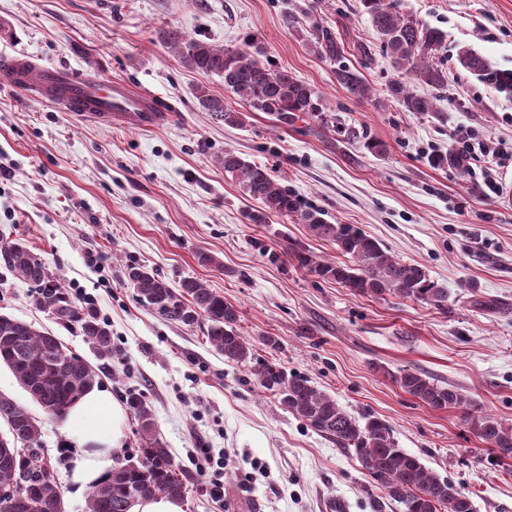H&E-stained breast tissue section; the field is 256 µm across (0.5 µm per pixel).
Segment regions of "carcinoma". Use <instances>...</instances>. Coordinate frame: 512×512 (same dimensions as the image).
Returning a JSON list of instances; mask_svg holds the SVG:
<instances>
[{"instance_id":"cac0c4a2","label":"carcinoma","mask_w":512,"mask_h":512,"mask_svg":"<svg viewBox=\"0 0 512 512\" xmlns=\"http://www.w3.org/2000/svg\"><path fill=\"white\" fill-rule=\"evenodd\" d=\"M361 2L396 72L388 85V96L408 112H432L444 121L443 114L434 110L428 91L448 87V72L433 61L447 34L412 19L399 9L396 0ZM312 37L315 51L336 64L337 82L358 98L368 97L369 87L358 70L344 63V48L331 33L316 22L312 24ZM167 40L185 67L223 78L226 90L252 109L271 116L276 124L288 126L310 119L324 129L334 127L322 95L287 71L261 60L260 47L247 43L243 48L224 49L178 29L171 31ZM458 57L466 70L491 84L496 82V74L476 51L462 48ZM197 98L204 109L224 123L241 124L240 113L224 108V101L206 89H197ZM223 164L224 171L263 204V212L252 216V221L262 224L267 216L276 215L304 224L313 236L336 244L337 250L350 259L348 263L322 261L304 250L293 249L289 257L300 268L361 295L392 294L438 310L448 308V289L432 281L421 265L395 259L380 242L353 224L327 222L320 209L277 182L266 166L231 150L224 151ZM429 164L450 168L463 179L470 172V159L451 149L431 155ZM4 252L10 270L34 288L36 305L62 321L81 324L99 356L112 355V336L107 327L73 305L41 259L20 241L5 247ZM126 277L139 300L166 319L186 326L201 319L207 321V338L226 361L246 366L253 359V347L238 329L237 308L202 281L186 278L176 290L156 271L141 264L127 266ZM0 364L11 369L47 414L56 417L63 416L96 382L94 369L81 357L67 353L56 336L6 314H0ZM254 375L263 388L278 395L286 410L354 456L362 472L383 492V499L401 505L402 512H474L470 497L456 489L448 477L398 447L389 424L370 415L360 418L348 413L308 379L289 375L276 364L264 363ZM395 383L435 410L467 404L455 387L439 384L419 371L407 370L395 377ZM131 409L145 438L139 469L117 463L91 487L89 512H132L138 502L157 495L185 498L187 488L169 450L153 434L150 408L136 398L131 401ZM0 420L10 426L8 434L0 435V487L23 477L31 512H53L60 489L47 477L48 467L39 461L38 449L34 448L40 437L39 421L2 395ZM467 420L476 436L492 447L496 462L512 459V426L481 413H469ZM24 442L30 445L29 452H9V448Z\"/></svg>"}]
</instances>
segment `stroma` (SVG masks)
Wrapping results in <instances>:
<instances>
[{"mask_svg": "<svg viewBox=\"0 0 512 512\" xmlns=\"http://www.w3.org/2000/svg\"><path fill=\"white\" fill-rule=\"evenodd\" d=\"M400 7L448 34L435 57L448 87L430 94L445 121L389 98L394 70L360 0H0V56L120 78L173 109L153 129L107 124L0 80V167L8 171L0 237L25 242L77 307L94 302L112 354L99 358L78 324L39 309L1 258L0 313L51 332L95 368L99 388L123 411L112 458L139 457L144 440L129 400L147 403L187 486L183 512H374L377 491L354 457L286 411L250 368L225 361L205 324H174L141 303L124 277L129 264L156 270L174 288L187 277L205 282L238 308L259 362L307 378L351 414L387 422L399 448L448 476L474 512H512V459L490 464L464 410H432L394 381L423 372L512 425V160L472 158L465 180L426 162L460 135L512 147V91L458 61L468 46L512 71V0ZM316 22L344 45L368 98L352 96L314 50ZM174 29L228 49L256 40L275 67L322 95L334 130L309 120L281 127L247 107L219 76L180 63L165 41ZM358 42L369 46V63ZM200 87L242 112V124L203 109ZM367 138L384 142L386 154L364 150ZM228 150L268 165L328 222L356 225L397 259L425 267L447 288V310L362 296L298 268L288 256L294 247L321 260L341 254L287 218L252 222L262 205L225 172ZM489 176L499 193L488 194ZM204 254L215 264L202 263ZM0 395L39 420V457L55 472L67 512H87V494L71 486L61 419L3 365ZM209 456L227 462L220 500L199 473Z\"/></svg>", "mask_w": 512, "mask_h": 512, "instance_id": "obj_1", "label": "stroma"}]
</instances>
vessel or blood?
<instances>
[{
  "label": "vessel or blood",
  "mask_w": 512,
  "mask_h": 512,
  "mask_svg": "<svg viewBox=\"0 0 512 512\" xmlns=\"http://www.w3.org/2000/svg\"><path fill=\"white\" fill-rule=\"evenodd\" d=\"M0 78L34 89L38 98L63 111L108 122L118 117L142 127L162 123L168 110L154 96L126 81L62 65L38 66L30 60L0 57Z\"/></svg>",
  "instance_id": "1"
}]
</instances>
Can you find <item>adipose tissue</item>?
Returning <instances> with one entry per match:
<instances>
[{"label":"adipose tissue","mask_w":512,"mask_h":512,"mask_svg":"<svg viewBox=\"0 0 512 512\" xmlns=\"http://www.w3.org/2000/svg\"><path fill=\"white\" fill-rule=\"evenodd\" d=\"M120 407L107 391L92 388L63 417L62 431L76 448L69 461L70 481L84 491L112 468L111 449L120 447Z\"/></svg>","instance_id":"ef3b65f1"}]
</instances>
